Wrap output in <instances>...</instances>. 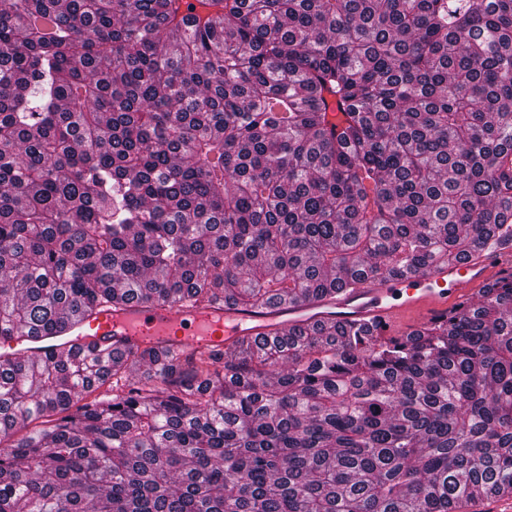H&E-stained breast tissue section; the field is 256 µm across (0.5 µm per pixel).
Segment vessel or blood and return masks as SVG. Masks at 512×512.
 <instances>
[{
    "instance_id": "1",
    "label": "vessel or blood",
    "mask_w": 512,
    "mask_h": 512,
    "mask_svg": "<svg viewBox=\"0 0 512 512\" xmlns=\"http://www.w3.org/2000/svg\"><path fill=\"white\" fill-rule=\"evenodd\" d=\"M512 258V248L383 282L363 281L323 298L276 309L229 305H170L136 300L119 309L99 307L66 321L46 335L0 338V361L45 357L85 349L160 346L175 354L228 350L242 337L282 333L315 321L380 323L386 334L408 319L424 325L446 316L463 296L473 294L492 266Z\"/></svg>"
}]
</instances>
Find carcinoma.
Here are the masks:
<instances>
[{"mask_svg":"<svg viewBox=\"0 0 512 512\" xmlns=\"http://www.w3.org/2000/svg\"><path fill=\"white\" fill-rule=\"evenodd\" d=\"M200 6L188 27L185 0H0V338L512 246V0ZM477 294L387 339L338 323L0 362V512L512 495V272Z\"/></svg>","mask_w":512,"mask_h":512,"instance_id":"cac0c4a2","label":"carcinoma"}]
</instances>
